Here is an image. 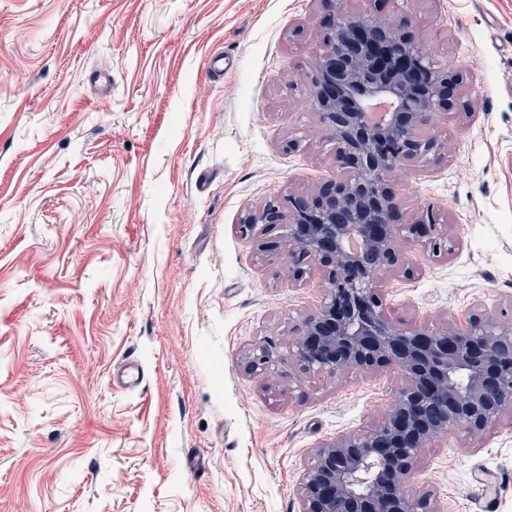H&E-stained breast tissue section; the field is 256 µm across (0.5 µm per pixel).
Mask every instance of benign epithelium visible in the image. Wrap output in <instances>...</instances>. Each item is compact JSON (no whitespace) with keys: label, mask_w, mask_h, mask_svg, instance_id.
Listing matches in <instances>:
<instances>
[{"label":"benign epithelium","mask_w":512,"mask_h":512,"mask_svg":"<svg viewBox=\"0 0 512 512\" xmlns=\"http://www.w3.org/2000/svg\"><path fill=\"white\" fill-rule=\"evenodd\" d=\"M314 64L311 107L335 144L338 177L312 193L276 200L243 221L288 225L284 253L293 278L319 276V304L297 328L289 361L301 373L345 371L406 380L377 423L317 446L301 480V512H444L426 496L403 493L424 449L464 429L477 432L512 417V324L484 311L433 327L407 326L386 313L379 279L397 264L405 231L435 250L448 225L393 223V173L436 147L424 130L452 106L459 75L435 67L421 43L382 16L341 12ZM276 356L253 350L250 366Z\"/></svg>","instance_id":"obj_1"}]
</instances>
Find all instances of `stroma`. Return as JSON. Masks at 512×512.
I'll list each match as a JSON object with an SVG mask.
<instances>
[{
	"label": "stroma",
	"mask_w": 512,
	"mask_h": 512,
	"mask_svg": "<svg viewBox=\"0 0 512 512\" xmlns=\"http://www.w3.org/2000/svg\"><path fill=\"white\" fill-rule=\"evenodd\" d=\"M341 6L407 21L471 103L391 180L452 239L400 240L388 313L512 323V0ZM331 21L322 0H0V512H300L312 449L404 386L248 369L320 300L270 254L281 225L241 222L336 177L309 103ZM403 489L512 512V421L425 449Z\"/></svg>",
	"instance_id": "stroma-1"
}]
</instances>
